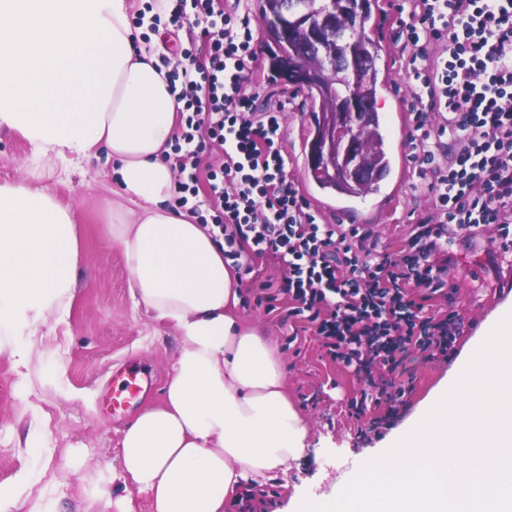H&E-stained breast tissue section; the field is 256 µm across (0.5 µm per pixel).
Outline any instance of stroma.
Instances as JSON below:
<instances>
[{"mask_svg": "<svg viewBox=\"0 0 512 512\" xmlns=\"http://www.w3.org/2000/svg\"><path fill=\"white\" fill-rule=\"evenodd\" d=\"M226 10L248 14L255 56L248 68L258 109L274 101L285 104L281 124L286 171L311 208L323 198L307 173L305 143L311 104L306 93L270 71L275 50L259 20L258 0H223ZM21 183L50 193L68 208L79 242L76 289L68 316L47 319L37 327L0 334V487L13 490L16 503L6 512H109L108 499L126 497L129 512H152L148 495L138 493L117 472L123 431L129 417H113L102 403L112 387L113 368L139 364L153 376L138 408L158 406L180 345L175 332L135 303L129 273L120 249L107 236L112 190V165L74 156L38 152L19 132L0 130V183ZM427 198L406 191L390 209L371 213L369 202L346 209L343 224H361L372 231L381 250L397 252L409 233L413 214L428 210ZM460 234L448 242V284L432 299L427 314L450 310L459 315L457 352L480 335L484 322L512 299V262L489 255L484 239ZM250 276L239 284V317L257 328L277 349L289 401L307 429L306 450L287 474L263 487L253 512H291L296 499L309 494L334 495L369 454L389 446L402 427L414 419L433 390L454 371L456 361L428 359L410 348L402 355L398 380L411 385L407 405L391 424L375 429V410L352 414L367 384L356 368L327 356L321 339L289 316L287 296L274 310L255 304ZM30 346L27 366L15 363L17 347Z\"/></svg>", "mask_w": 512, "mask_h": 512, "instance_id": "1", "label": "stroma"}]
</instances>
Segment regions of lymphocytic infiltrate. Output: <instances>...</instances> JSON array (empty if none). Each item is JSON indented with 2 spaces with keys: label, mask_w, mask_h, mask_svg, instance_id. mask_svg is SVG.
<instances>
[{
  "label": "lymphocytic infiltrate",
  "mask_w": 512,
  "mask_h": 512,
  "mask_svg": "<svg viewBox=\"0 0 512 512\" xmlns=\"http://www.w3.org/2000/svg\"><path fill=\"white\" fill-rule=\"evenodd\" d=\"M397 11L394 42L412 87L410 160L431 207L395 256L360 225L319 223L288 180L284 107L254 109L248 17L220 0H170L164 27L194 30L203 57L179 71L159 60L182 104L176 205L196 195L204 152L221 151L222 165L203 178L225 261L249 274L251 255H266L284 270L281 284L260 281L257 303L287 295L291 315L315 327L327 355L372 382L355 409L378 408L375 428L405 402L406 387L393 379L398 353L414 345L447 360L455 352L457 313L423 316L412 297L445 287L449 234L493 224L502 251L512 250V0H400ZM377 367L387 374L378 385Z\"/></svg>",
  "instance_id": "1"
}]
</instances>
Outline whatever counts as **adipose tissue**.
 <instances>
[{"mask_svg": "<svg viewBox=\"0 0 512 512\" xmlns=\"http://www.w3.org/2000/svg\"><path fill=\"white\" fill-rule=\"evenodd\" d=\"M161 49L133 43L128 0H0V129L45 155L115 162L110 239L133 299L181 341L164 402L127 426L119 467L153 512H224L244 484L301 458L306 427L275 349L232 314L223 243L170 205L178 103ZM78 256L67 208L0 185V332L66 316Z\"/></svg>", "mask_w": 512, "mask_h": 512, "instance_id": "1", "label": "adipose tissue"}]
</instances>
